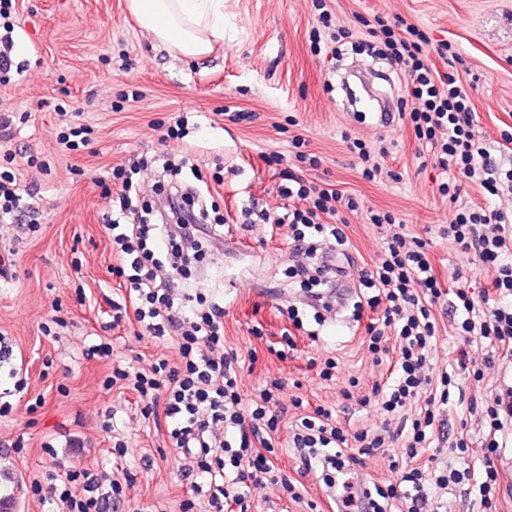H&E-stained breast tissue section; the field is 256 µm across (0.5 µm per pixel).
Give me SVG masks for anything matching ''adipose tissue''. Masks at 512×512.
Segmentation results:
<instances>
[{
  "instance_id": "adipose-tissue-1",
  "label": "adipose tissue",
  "mask_w": 512,
  "mask_h": 512,
  "mask_svg": "<svg viewBox=\"0 0 512 512\" xmlns=\"http://www.w3.org/2000/svg\"><path fill=\"white\" fill-rule=\"evenodd\" d=\"M128 7L156 43L186 58L207 55L224 34V0H129Z\"/></svg>"
}]
</instances>
